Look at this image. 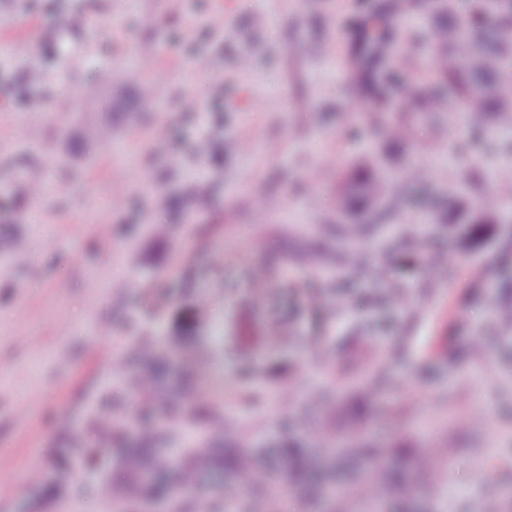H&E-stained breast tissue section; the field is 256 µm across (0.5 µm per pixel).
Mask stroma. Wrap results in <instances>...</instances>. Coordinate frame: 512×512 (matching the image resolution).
Segmentation results:
<instances>
[{
	"label": "stroma",
	"mask_w": 512,
	"mask_h": 512,
	"mask_svg": "<svg viewBox=\"0 0 512 512\" xmlns=\"http://www.w3.org/2000/svg\"><path fill=\"white\" fill-rule=\"evenodd\" d=\"M375 2L310 0L301 12L294 0H20L19 17L0 12V512H116L99 487L125 469L91 422L108 410L135 437L117 360L133 359L145 335L201 357L219 331L227 381L214 407L239 422L242 447L276 436L286 383L293 404L327 394L303 437L329 420L429 459L411 477L431 512H466L512 485V355L465 301L475 269L512 277V260L494 243L469 254L426 233L451 181L479 173L511 202L512 188L490 180L494 152L452 136L464 125L456 112L411 141L387 139L360 94L351 31ZM64 13L97 26L61 32ZM432 30L416 9L397 22L412 79L434 76ZM18 38L21 57L8 50ZM328 43L340 54L324 56ZM32 69L43 84L17 103ZM147 84L153 112L138 108ZM189 104L210 132L204 155ZM370 153L400 185L393 223L364 249L388 245L385 284L405 305L372 307L370 280L350 270L309 305L319 274L288 252L304 234L322 241L337 189ZM34 167L46 176L37 196L24 177ZM411 167L419 178L402 182ZM436 251L447 263L430 261ZM379 345L394 349L388 385L333 388L330 365L363 373ZM450 349L470 359L448 374ZM239 362L288 371L246 395ZM402 401L412 419L386 420Z\"/></svg>",
	"instance_id": "obj_1"
}]
</instances>
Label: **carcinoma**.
Instances as JSON below:
<instances>
[{"mask_svg": "<svg viewBox=\"0 0 512 512\" xmlns=\"http://www.w3.org/2000/svg\"><path fill=\"white\" fill-rule=\"evenodd\" d=\"M433 14L435 46L430 66L440 82L404 85L403 58H390L388 50L398 48V33L368 21L369 39L384 44V70L371 75L362 85L366 102L376 112L385 111L390 96L417 103L421 111L445 112L454 106L470 114L471 140L501 148L507 156L512 145H500L498 135L512 131V0H488L491 18H462L459 0H413ZM412 123H396L387 128L395 141L414 135ZM393 198L388 181L371 162L351 178L337 202L336 233L344 248L328 250L330 266L346 259L345 246L370 234L371 226L390 217ZM434 224L448 225L458 234L465 249L479 244L485 228L496 225L503 250L512 251V207L502 198L484 194L472 204L462 188L448 184V194ZM485 311L496 319L500 338L512 344V280L485 279L474 285ZM141 364L130 367L124 380L130 392L151 397L155 404L138 412V435L123 451L122 462L130 473L124 483L104 482L100 495L112 496L128 504H158L166 512H186L202 490L203 478L217 474L229 490L245 485L261 491L276 480L293 484L314 482L328 486L336 482L344 465L359 467L368 459H378L365 481L354 486L352 496L361 498L372 486L384 504H394L414 495L410 483L392 463L388 448H369L359 442L346 446L330 430L311 444L296 431L302 415H284L288 433L263 451L246 452L232 442L237 424L221 412L190 411L184 408V390L174 377L176 359L159 348L151 337L138 347ZM224 361V336L215 337L210 357L197 365L198 382L207 400L224 391V372L210 368L211 361ZM236 512H282L273 499L240 505Z\"/></svg>", "mask_w": 512, "mask_h": 512, "instance_id": "1", "label": "carcinoma"}]
</instances>
